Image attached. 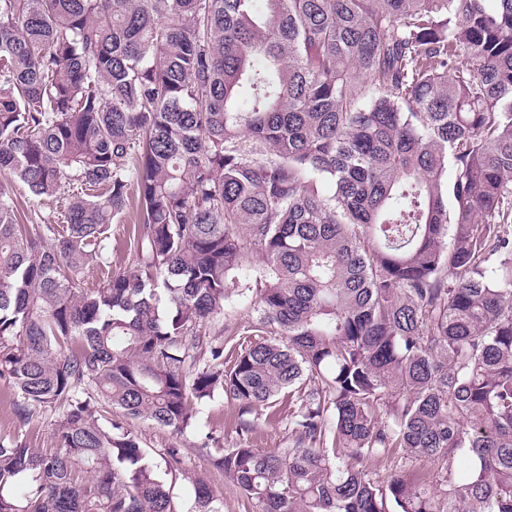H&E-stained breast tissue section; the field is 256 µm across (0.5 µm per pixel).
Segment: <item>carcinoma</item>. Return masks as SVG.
Returning <instances> with one entry per match:
<instances>
[{
	"mask_svg": "<svg viewBox=\"0 0 512 512\" xmlns=\"http://www.w3.org/2000/svg\"><path fill=\"white\" fill-rule=\"evenodd\" d=\"M486 2L0 0V172L76 190L31 227L0 183V383L19 426L57 414L50 454L0 442V512H177L129 422L217 394L245 434L288 403L286 448L197 446L252 512H512V0ZM233 295L256 316L221 338ZM138 224L135 206L131 207L123 218L112 224V272L122 271L131 261Z\"/></svg>",
	"mask_w": 512,
	"mask_h": 512,
	"instance_id": "carcinoma-1",
	"label": "carcinoma"
}]
</instances>
